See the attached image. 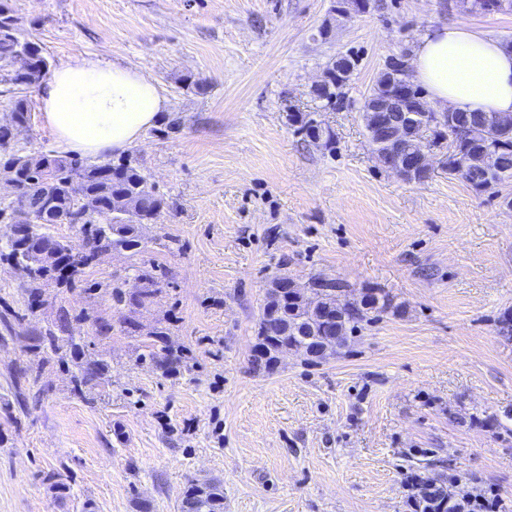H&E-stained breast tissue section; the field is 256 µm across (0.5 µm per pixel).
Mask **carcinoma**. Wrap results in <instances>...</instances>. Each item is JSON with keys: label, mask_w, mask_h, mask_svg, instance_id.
<instances>
[{"label": "carcinoma", "mask_w": 512, "mask_h": 512, "mask_svg": "<svg viewBox=\"0 0 512 512\" xmlns=\"http://www.w3.org/2000/svg\"><path fill=\"white\" fill-rule=\"evenodd\" d=\"M49 74V63L41 50L18 36L17 18L12 0H0V80L16 88H28L41 84ZM344 86V80L336 78V63L326 68L323 86L315 96L336 106V90ZM478 126L472 137L473 145L468 151L466 170L456 168L460 159L452 156L448 163V176L464 180L478 190L500 192V188L512 183V126L504 127L496 112H479ZM12 119L25 126L30 120L28 103L24 98L13 102ZM290 119L300 124L305 135L315 134L322 145L335 143L330 127L317 121L308 113L290 114ZM19 150L7 132L0 131V174L10 176L25 187V207L28 213L43 217L44 209L52 211V222L68 224L80 230L82 238L91 244L89 251L74 257L63 254L62 267L37 266L30 272L27 310L33 311V300L41 296V288L53 283L67 288H79L95 292L83 279L86 270L95 264L99 253L108 250H141L139 226L141 220L164 208V199L147 189V179L141 173L136 160L128 156L115 163L111 160L100 163L84 162L76 157L56 151L25 154V163L16 167ZM81 185V194L73 196L68 191L70 180ZM112 217V223L99 224L96 219L103 215ZM54 236L48 224H27L25 234L13 245L0 244V262L22 261L28 257L34 245ZM136 279L142 284L139 306H144L160 292L156 267L140 269ZM342 289L334 279L312 280L311 287L300 288L291 297L279 301L273 292L266 291L257 320V343L252 364L270 366L276 363L277 345L267 336V324L271 318L284 324L288 341L302 343L301 330L316 323L318 310L336 304V291ZM389 309L399 310L389 294L380 290H369L360 299L346 304L340 310L336 329L326 331L329 345L340 348L347 342V333L369 323L378 314ZM71 316L65 311L50 327L31 337L32 348L38 353L56 352L61 345H70L71 360L67 366L72 378V393L78 398L86 397L92 388L109 380L110 363L102 357H93L85 352V343H77L69 335ZM151 351L148 357L157 363L165 375L177 371L185 354L173 348L168 341L166 329L158 327L149 334ZM166 352L164 360L157 359L153 351L156 346ZM181 512H224V491L217 481L191 482L184 492Z\"/></svg>", "instance_id": "1"}]
</instances>
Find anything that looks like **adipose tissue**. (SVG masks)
<instances>
[{
    "label": "adipose tissue",
    "mask_w": 512,
    "mask_h": 512,
    "mask_svg": "<svg viewBox=\"0 0 512 512\" xmlns=\"http://www.w3.org/2000/svg\"><path fill=\"white\" fill-rule=\"evenodd\" d=\"M412 80L429 99L459 112L512 115V49L484 33L444 26L425 33ZM40 119L63 150L120 153L152 127L168 100L149 73L78 56L55 69L38 93Z\"/></svg>",
    "instance_id": "ef3b65f1"
}]
</instances>
